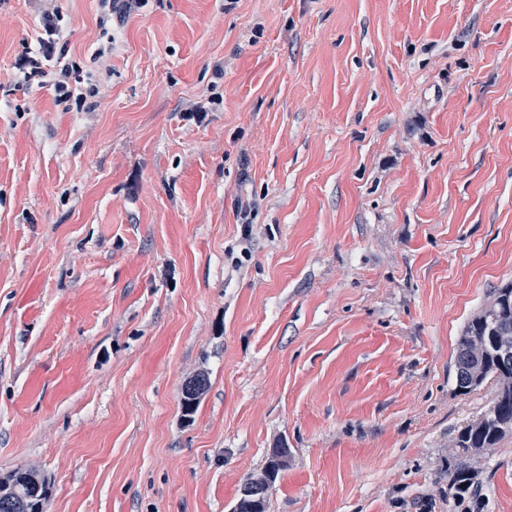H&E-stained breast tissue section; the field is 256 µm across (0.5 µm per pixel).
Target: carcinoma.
<instances>
[{
  "label": "carcinoma",
  "mask_w": 512,
  "mask_h": 512,
  "mask_svg": "<svg viewBox=\"0 0 512 512\" xmlns=\"http://www.w3.org/2000/svg\"><path fill=\"white\" fill-rule=\"evenodd\" d=\"M476 336L485 338L486 346L479 358L482 374L472 380L468 349ZM505 353L512 355V282L493 289L490 300L468 321L457 343L456 376L469 378L465 389L476 388L489 378L496 379L498 384L492 407L479 419L480 427L469 425L458 434L456 447L465 453H481L512 434V429L503 428V424L512 423V374L498 370V360ZM449 485L458 495L472 487L468 469L458 466Z\"/></svg>",
  "instance_id": "1"
}]
</instances>
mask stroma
<instances>
[{
	"label": "stroma",
	"instance_id": "obj_1",
	"mask_svg": "<svg viewBox=\"0 0 512 512\" xmlns=\"http://www.w3.org/2000/svg\"><path fill=\"white\" fill-rule=\"evenodd\" d=\"M55 5L83 112L0 0V474L232 512L284 448L267 512H512V434L455 443L496 383L454 373L512 281V0ZM58 18V11L44 15V30L48 38L41 37L39 40L38 55L23 56L16 62L15 68L27 82L38 80V83L42 84V79L49 75V71L46 69L48 64L45 62H50L53 59L56 42L51 36L56 35L55 20L58 21Z\"/></svg>",
	"mask_w": 512,
	"mask_h": 512
}]
</instances>
